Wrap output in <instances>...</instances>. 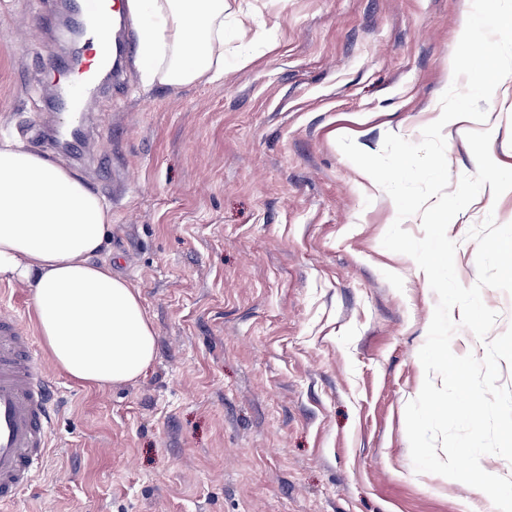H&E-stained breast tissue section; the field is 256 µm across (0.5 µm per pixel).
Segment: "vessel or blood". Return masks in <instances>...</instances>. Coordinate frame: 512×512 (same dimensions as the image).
<instances>
[{"instance_id": "b4317fda", "label": "vessel or blood", "mask_w": 512, "mask_h": 512, "mask_svg": "<svg viewBox=\"0 0 512 512\" xmlns=\"http://www.w3.org/2000/svg\"><path fill=\"white\" fill-rule=\"evenodd\" d=\"M107 0H78L79 13L93 17L87 32L102 45L99 55L77 72L62 70L58 108L68 113L92 108L95 77L113 62L112 35L95 19ZM45 360L34 336L15 315L0 313V503L34 484L50 446L52 416L46 400Z\"/></svg>"}]
</instances>
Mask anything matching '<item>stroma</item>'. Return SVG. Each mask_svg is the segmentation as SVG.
Returning <instances> with one entry per match:
<instances>
[{"instance_id":"obj_1","label":"stroma","mask_w":512,"mask_h":512,"mask_svg":"<svg viewBox=\"0 0 512 512\" xmlns=\"http://www.w3.org/2000/svg\"><path fill=\"white\" fill-rule=\"evenodd\" d=\"M56 0H0V140L77 175L112 214L99 261L140 294L156 353L100 389L47 365L51 447L36 484L0 512H496L481 490L415 473L405 408L437 297L382 239L390 196L337 145L417 142L455 109L489 112L512 169V83L479 87L465 24L512 0H224V79L119 83L80 117L83 156L33 136L66 59ZM252 46L248 63L240 43ZM473 123L446 127L452 179L474 174ZM512 223V190L483 188L450 223L463 286L467 232Z\"/></svg>"}]
</instances>
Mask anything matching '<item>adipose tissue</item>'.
<instances>
[{"instance_id":"obj_1","label":"adipose tissue","mask_w":512,"mask_h":512,"mask_svg":"<svg viewBox=\"0 0 512 512\" xmlns=\"http://www.w3.org/2000/svg\"><path fill=\"white\" fill-rule=\"evenodd\" d=\"M139 25L148 77L168 84L224 78V0H126ZM503 21L469 22L489 84L501 73ZM112 216L70 171L29 150L0 145V281L31 288L37 327L55 364L74 381L109 387L140 377L155 338L138 291L98 262Z\"/></svg>"}]
</instances>
